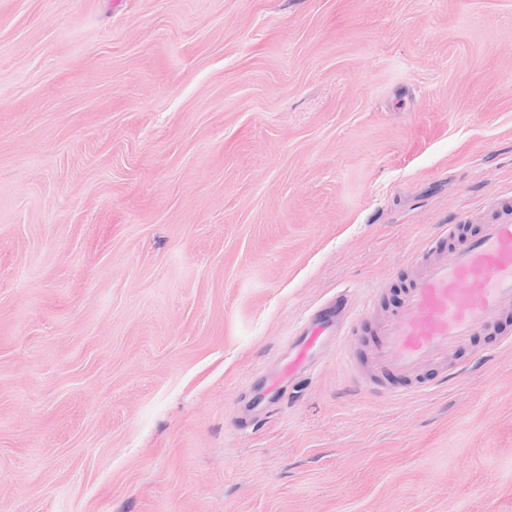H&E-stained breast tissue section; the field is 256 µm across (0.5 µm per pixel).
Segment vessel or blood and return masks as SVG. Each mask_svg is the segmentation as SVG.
I'll list each match as a JSON object with an SVG mask.
<instances>
[{"label":"vessel or blood","instance_id":"obj_1","mask_svg":"<svg viewBox=\"0 0 512 512\" xmlns=\"http://www.w3.org/2000/svg\"><path fill=\"white\" fill-rule=\"evenodd\" d=\"M500 211L474 233L451 224L418 245L412 260L419 272L379 317L371 315L375 299L360 304L338 292L334 309L305 322L293 338L282 378L304 372L332 339L349 364L362 348L367 371L358 387L389 396L391 379L403 378L419 392L424 367L447 368L449 357L474 338L494 335L512 345V205Z\"/></svg>","mask_w":512,"mask_h":512}]
</instances>
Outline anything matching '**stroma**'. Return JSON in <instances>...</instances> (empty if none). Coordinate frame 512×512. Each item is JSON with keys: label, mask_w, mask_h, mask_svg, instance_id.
I'll use <instances>...</instances> for the list:
<instances>
[{"label": "stroma", "mask_w": 512, "mask_h": 512, "mask_svg": "<svg viewBox=\"0 0 512 512\" xmlns=\"http://www.w3.org/2000/svg\"><path fill=\"white\" fill-rule=\"evenodd\" d=\"M512 201V0H0V512H512V346L403 398L336 291Z\"/></svg>", "instance_id": "35a3bbf8"}]
</instances>
